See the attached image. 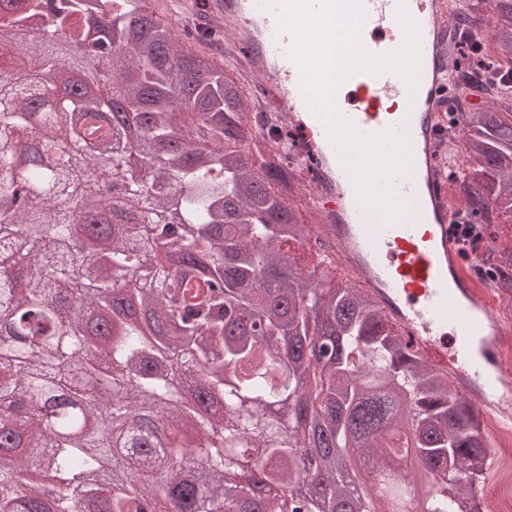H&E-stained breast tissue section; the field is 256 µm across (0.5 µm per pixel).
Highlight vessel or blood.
Returning a JSON list of instances; mask_svg holds the SVG:
<instances>
[{"label":"vessel or blood","mask_w":512,"mask_h":512,"mask_svg":"<svg viewBox=\"0 0 512 512\" xmlns=\"http://www.w3.org/2000/svg\"><path fill=\"white\" fill-rule=\"evenodd\" d=\"M357 45L371 56H390L407 43L392 29L411 19L419 33L415 84L391 68L359 70L346 84L362 93V105L342 117L360 135L384 132L406 140L410 153L440 152L448 137L444 124L455 0H359ZM283 0H212L210 12L222 17L236 42L249 44L246 76L275 83L284 94L288 120L305 113L303 132L322 162L311 186L328 257L348 282L366 289L399 329L408 350L430 367L451 374L465 397L488 414L512 420V384L504 382L500 349L512 342V326L477 292L463 270L464 260L448 234V180L441 169L417 172L413 166L390 181L404 211L387 219L359 198L356 177L345 164L329 126L302 94L301 74L289 55L290 37L277 26Z\"/></svg>","instance_id":"1"}]
</instances>
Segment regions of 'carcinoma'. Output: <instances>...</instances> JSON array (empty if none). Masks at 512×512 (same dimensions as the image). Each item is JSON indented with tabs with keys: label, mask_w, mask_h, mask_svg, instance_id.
Wrapping results in <instances>:
<instances>
[{
	"label": "carcinoma",
	"mask_w": 512,
	"mask_h": 512,
	"mask_svg": "<svg viewBox=\"0 0 512 512\" xmlns=\"http://www.w3.org/2000/svg\"><path fill=\"white\" fill-rule=\"evenodd\" d=\"M142 2L0 0V512H482L479 411L376 300L301 264L317 219L245 161L252 94L215 31ZM485 14L482 48L453 54L485 104L452 96L468 147L449 210L512 298V86L482 80L512 64V0H466L458 20ZM75 122L105 134L63 163ZM114 178L124 194L101 197Z\"/></svg>",
	"instance_id": "obj_1"
}]
</instances>
